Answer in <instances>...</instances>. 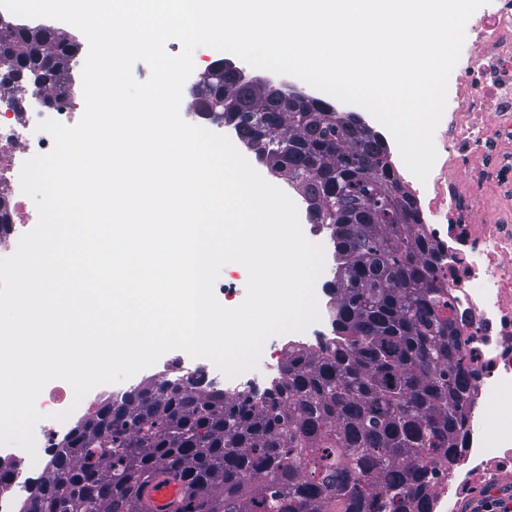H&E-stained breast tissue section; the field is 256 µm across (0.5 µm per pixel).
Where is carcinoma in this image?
I'll list each match as a JSON object with an SVG mask.
<instances>
[{"instance_id": "carcinoma-1", "label": "carcinoma", "mask_w": 512, "mask_h": 512, "mask_svg": "<svg viewBox=\"0 0 512 512\" xmlns=\"http://www.w3.org/2000/svg\"><path fill=\"white\" fill-rule=\"evenodd\" d=\"M78 46L43 27L0 26V77L47 90ZM233 97L247 147L296 186L336 248L329 293L337 338L288 347L281 378L235 399L162 380L104 404L74 428L34 499L42 512H146L160 472L189 480L178 512H429V457L456 456L468 378L452 295L436 284L433 245L389 162L384 138L353 112L298 91L262 88L215 67L197 107ZM253 477L245 484L244 475Z\"/></svg>"}]
</instances>
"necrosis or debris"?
I'll use <instances>...</instances> for the list:
<instances>
[{"mask_svg":"<svg viewBox=\"0 0 512 512\" xmlns=\"http://www.w3.org/2000/svg\"><path fill=\"white\" fill-rule=\"evenodd\" d=\"M82 87L61 80L36 95L0 87V155L28 159L50 151L52 136L38 124L75 123ZM437 158L426 181L410 177L422 227L436 245V277L454 298L462 324L457 340L471 389L463 405L465 425L454 466L432 462V512H452L476 485L512 475V0H486L468 19L446 105L433 136ZM21 164H0V195L8 207L0 231V258L12 255L30 222L29 198L21 190ZM302 331L268 337L255 367L230 378L213 362L167 363V373L193 387L246 396L277 381L289 344H326L329 308ZM43 417L33 427V450L17 448L0 468V512H24L50 472L48 462L71 433L67 393L46 386Z\"/></svg>","mask_w":512,"mask_h":512,"instance_id":"necrosis-or-debris-1","label":"necrosis or debris"}]
</instances>
